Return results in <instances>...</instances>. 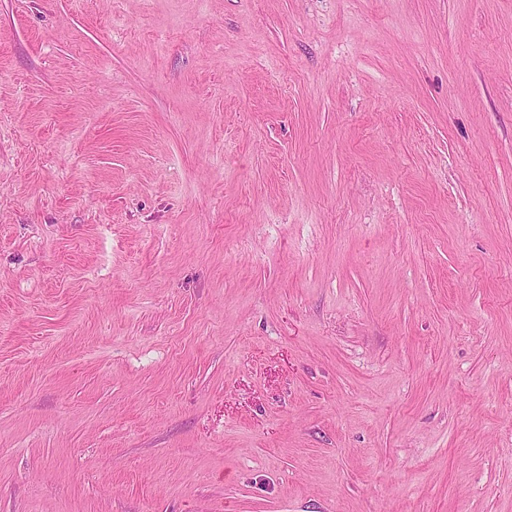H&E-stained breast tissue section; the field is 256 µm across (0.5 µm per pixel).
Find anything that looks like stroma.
Here are the masks:
<instances>
[{
	"label": "stroma",
	"mask_w": 512,
	"mask_h": 512,
	"mask_svg": "<svg viewBox=\"0 0 512 512\" xmlns=\"http://www.w3.org/2000/svg\"><path fill=\"white\" fill-rule=\"evenodd\" d=\"M0 512H512V0H0Z\"/></svg>",
	"instance_id": "1"
}]
</instances>
